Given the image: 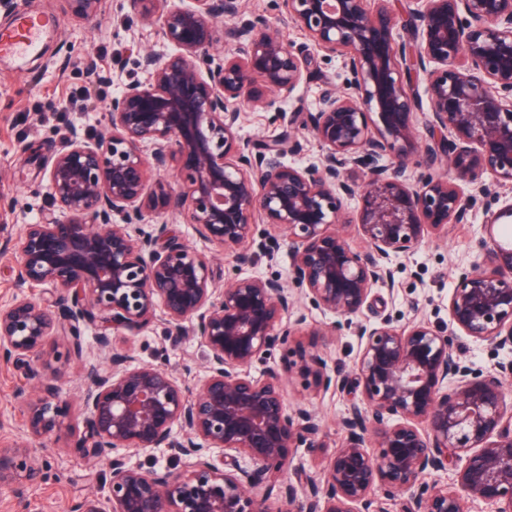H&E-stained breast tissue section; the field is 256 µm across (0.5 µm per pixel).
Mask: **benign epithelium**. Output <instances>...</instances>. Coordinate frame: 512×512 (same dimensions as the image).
<instances>
[{
    "mask_svg": "<svg viewBox=\"0 0 512 512\" xmlns=\"http://www.w3.org/2000/svg\"><path fill=\"white\" fill-rule=\"evenodd\" d=\"M94 22L105 0H74ZM401 14L390 0H284L286 17L327 56L340 54L343 89L325 87L304 126L319 160L284 161L297 147L295 126L249 142L238 132L244 104L270 109L266 90L291 93L312 59L259 21L226 30L242 0H125L126 16L158 27L176 51L138 54L148 82H129L107 104L109 132L74 127L49 160L53 211L9 240L18 278L51 287V298L22 296L0 307V361L21 371L43 396L28 411V433L61 427L69 407L37 365L52 336L83 355L84 328L99 324L98 348L112 371L84 369L88 455L110 462L105 499L86 497L68 512H269L260 487L282 483L292 449L323 453L310 410H288L279 371H248L281 349L289 354L297 303L336 317L327 331L353 330L360 350L354 375L330 374L317 353L287 360L308 390L360 388L340 420L343 440L324 479L301 498L286 489L288 512H467L469 500L512 512V361L489 369L454 350L467 336L512 349V248L483 241L482 261L458 275L448 296L450 330L421 318L361 320L373 288L394 286L393 256L463 224L492 194L512 185V0H414ZM418 39L397 43L396 27ZM225 43L224 58L213 53ZM427 80L425 131L409 121L419 109L407 78ZM262 77L263 86L255 82ZM425 174L405 178L411 155ZM175 168L174 190L164 174ZM355 169L362 182L347 177ZM489 175L492 183L483 180ZM467 182V196L459 183ZM356 200L364 246L339 228ZM203 239L249 265L258 253L288 247V276L235 275L220 284L210 261L164 221L179 215ZM165 314L171 336L200 338L208 374L193 395L163 364L132 365L112 352L110 330L139 333ZM170 448L194 459L190 473L134 468L126 454ZM220 448L230 462L217 465ZM25 444L0 445V485L36 475ZM245 457L243 467L238 457ZM454 463L457 488L428 476Z\"/></svg>",
    "mask_w": 512,
    "mask_h": 512,
    "instance_id": "obj_1",
    "label": "benign epithelium"
}]
</instances>
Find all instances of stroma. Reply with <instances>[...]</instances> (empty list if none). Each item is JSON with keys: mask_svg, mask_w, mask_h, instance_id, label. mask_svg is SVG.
<instances>
[{"mask_svg": "<svg viewBox=\"0 0 512 512\" xmlns=\"http://www.w3.org/2000/svg\"><path fill=\"white\" fill-rule=\"evenodd\" d=\"M120 3L109 0L106 11L92 23L73 11L70 0H14L9 10H0V25L22 11L52 14L59 19L58 28L46 37L40 54L24 68H17L11 59L0 58V195L14 201L11 210L0 212V240L18 235L25 225L41 221L51 210L46 162L54 148L55 129L74 126L92 134L106 131L105 108L112 95L125 83L148 79L134 63L137 53L173 52V45L163 40L154 26L125 19ZM243 3V19H263L288 43L307 47L312 58L303 82L280 103L286 115L317 111L321 89L328 85L343 88L341 58L325 57L311 46L303 30L284 24L282 0ZM90 59L105 81L92 88L93 104L71 107V95L87 86L85 67ZM511 207L512 186L494 188L483 206L469 214L466 223L449 225L446 239L427 242L409 255L394 257L391 265L395 285L374 288L372 302L363 311L364 319L376 322L390 315L398 324L406 325L424 318L448 328V296L459 273L482 259L486 221ZM175 229L192 248L210 258L217 278L234 276V257L200 238L186 217L177 218ZM305 315L307 333L297 337V346L317 352L330 372L352 374L359 353L357 337L349 333L320 336L318 328L329 324L331 315L310 308ZM66 346V337H52L40 364L47 378L57 380L60 398L70 408V421L37 439L28 435L24 402L37 399L39 392L19 370L0 363V442H28L31 457L42 471L40 480L0 485V512H67L72 501L86 496L100 498L106 493V462L93 461L75 448L71 427L82 420L83 367L106 369L110 362L97 347L93 332L85 334L82 360L58 361L57 352L65 351ZM113 348L132 355L139 364L164 362L191 393L207 374L204 344L194 336L171 342L160 314L137 335L116 334ZM283 386L288 406L307 405L329 447L338 446L343 438L339 419L347 405L359 399V391L313 395L304 391L293 375L284 376Z\"/></svg>", "mask_w": 512, "mask_h": 512, "instance_id": "35a3bbf8", "label": "stroma"}]
</instances>
